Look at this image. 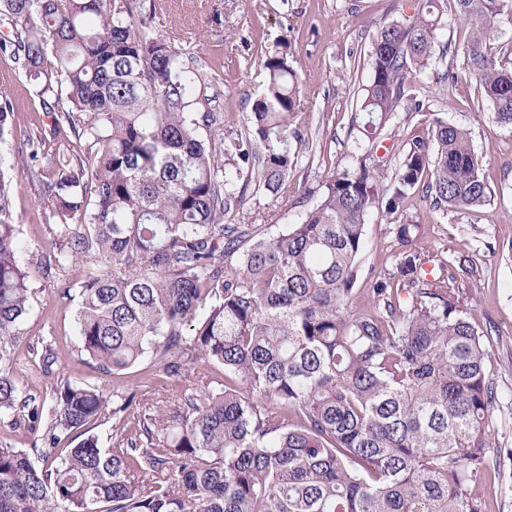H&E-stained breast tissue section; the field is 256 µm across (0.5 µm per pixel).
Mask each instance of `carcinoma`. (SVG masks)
<instances>
[{
	"instance_id": "1",
	"label": "carcinoma",
	"mask_w": 512,
	"mask_h": 512,
	"mask_svg": "<svg viewBox=\"0 0 512 512\" xmlns=\"http://www.w3.org/2000/svg\"><path fill=\"white\" fill-rule=\"evenodd\" d=\"M509 7L425 0L382 26L352 115L351 166L308 193L300 223L272 226L235 217L253 187L287 193L305 142L292 126L288 41L262 60L265 89L243 134L213 105L220 77L154 32L158 0H0V53L44 108L61 107L52 136L25 130L29 152L0 157V423L40 427L43 461L0 442V512H483L473 478L498 473L512 449L490 460L500 399L486 335L449 289L475 270L453 257L427 278L420 225L404 213L417 194L438 213L477 211L491 190L468 130L433 118L395 168L383 132L401 112L429 111L431 78L452 93L438 66L453 51L438 31L456 19L471 28L463 57L481 105L512 128V64L494 46ZM13 116L1 93V143L17 134ZM20 170L55 206L35 265L70 274L57 295L80 298L77 352L117 376L149 357L168 378L160 388L55 382L56 341L25 343ZM375 211L400 218L399 257L352 314ZM24 352L47 381L21 391ZM201 362L224 381L205 373L191 393L179 380ZM106 420L108 450L92 434Z\"/></svg>"
}]
</instances>
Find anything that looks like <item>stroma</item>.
Returning a JSON list of instances; mask_svg holds the SVG:
<instances>
[{
  "label": "stroma",
  "mask_w": 512,
  "mask_h": 512,
  "mask_svg": "<svg viewBox=\"0 0 512 512\" xmlns=\"http://www.w3.org/2000/svg\"><path fill=\"white\" fill-rule=\"evenodd\" d=\"M420 0H168L154 30L195 53L204 69L221 75L220 104L237 129L265 86L259 61L280 41H287L300 84L294 126L305 142L288 176V194H248L241 219L247 224L299 223L306 193L317 190L322 176L349 164L350 134L357 91L368 83L372 38L380 26L401 15L416 14ZM449 67L457 75L452 95L441 108L443 120L467 128L492 190L487 206L476 212L430 211L414 200L408 214L421 232L417 246L430 262L464 255L477 268L465 298L479 328H490L488 367L503 408L491 429L493 448H512V129L479 105L476 82L455 55ZM0 91L14 102V121L50 130L54 112L45 110L24 74L0 56ZM13 211L23 248L19 260L29 267L32 296L23 323L28 342L55 338L65 352L58 374L84 379L111 391L115 376L89 368L75 352L73 317L77 302H62L53 279L32 269V255L50 245L52 202L27 177L15 185ZM391 220L372 214L365 226L367 248L354 286V310L368 306L365 293L373 279L395 264L398 247Z\"/></svg>",
  "instance_id": "stroma-1"
}]
</instances>
